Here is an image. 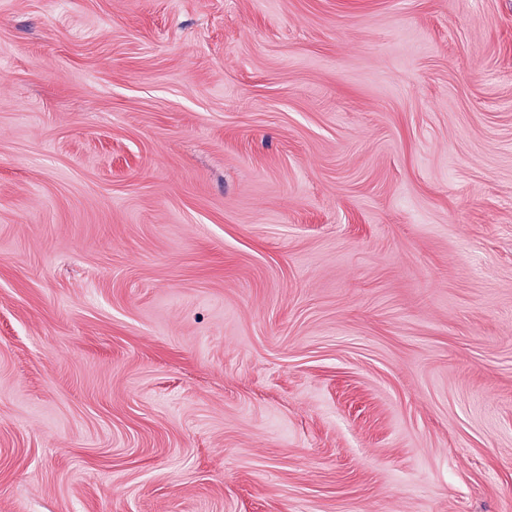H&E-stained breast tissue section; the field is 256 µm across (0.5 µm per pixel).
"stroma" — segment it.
<instances>
[{"instance_id": "stroma-1", "label": "stroma", "mask_w": 512, "mask_h": 512, "mask_svg": "<svg viewBox=\"0 0 512 512\" xmlns=\"http://www.w3.org/2000/svg\"><path fill=\"white\" fill-rule=\"evenodd\" d=\"M0 512H512V0H0Z\"/></svg>"}]
</instances>
